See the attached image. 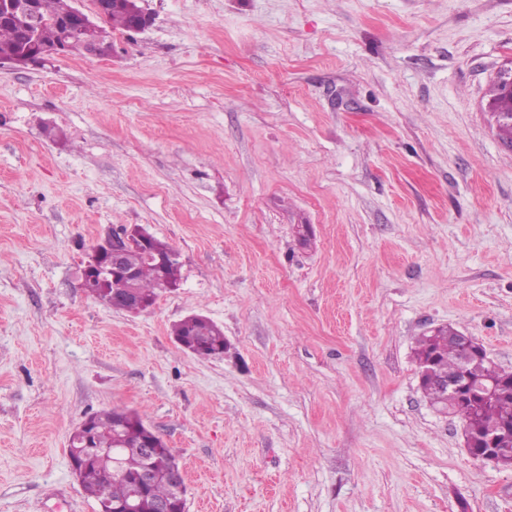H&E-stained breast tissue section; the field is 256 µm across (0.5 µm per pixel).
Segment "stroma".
I'll list each match as a JSON object with an SVG mask.
<instances>
[{"label": "stroma", "mask_w": 512, "mask_h": 512, "mask_svg": "<svg viewBox=\"0 0 512 512\" xmlns=\"http://www.w3.org/2000/svg\"><path fill=\"white\" fill-rule=\"evenodd\" d=\"M143 5L111 57L0 66V512H93L68 439L113 407L188 512H512L414 354L450 326L512 370V0ZM121 226L180 256L137 314L79 277ZM491 92L489 107L496 135L503 144L512 147V112H496L503 98V90L497 79L493 82ZM199 323L190 324L183 319L172 326V334L176 341L183 343L186 348L196 350V347L203 348L208 354L220 355L224 353V332L212 320L204 321L198 318ZM189 351V350H188Z\"/></svg>", "instance_id": "stroma-1"}]
</instances>
